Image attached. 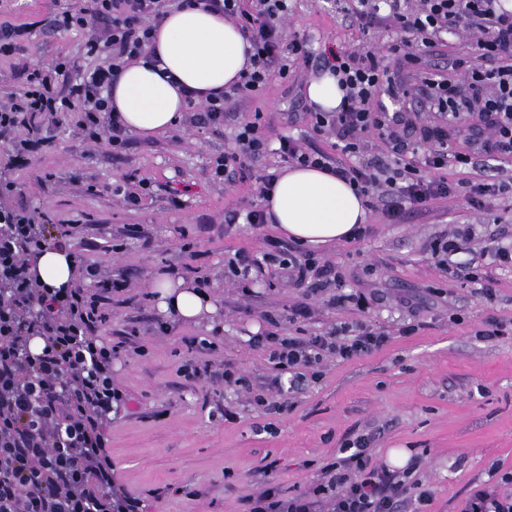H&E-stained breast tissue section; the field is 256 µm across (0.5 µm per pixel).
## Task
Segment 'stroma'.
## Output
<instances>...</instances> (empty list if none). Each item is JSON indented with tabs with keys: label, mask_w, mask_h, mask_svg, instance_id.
Returning <instances> with one entry per match:
<instances>
[{
	"label": "stroma",
	"mask_w": 512,
	"mask_h": 512,
	"mask_svg": "<svg viewBox=\"0 0 512 512\" xmlns=\"http://www.w3.org/2000/svg\"><path fill=\"white\" fill-rule=\"evenodd\" d=\"M72 2L0 0V22L32 30L23 55L0 60V91L20 89L21 67L77 54L83 32L49 35L41 25ZM288 29L305 34L315 53L371 43L389 71L402 69L400 57L387 50L391 32L360 30L335 0H291ZM312 77L305 65L291 67L287 78L273 79L263 97L240 102L237 110L263 112L270 147L293 136L354 164L304 115ZM293 112L300 120L289 121ZM233 135L230 124L220 134L180 126L151 138L130 136L119 152L106 145L88 152L68 119L49 149L25 161L0 141V181L12 185L0 194V208L81 221L75 252L129 282L114 295L103 330L107 341L123 345L113 377L127 404L113 414L108 442L115 490L135 499L138 512H245L246 498L265 488L288 496L313 486L338 448L363 434L371 439L373 462H387L397 448L416 457L415 476L434 494L431 512H461L474 490L493 485L491 468L512 471V266L482 268L496 289L489 302L475 284L443 273L434 251L450 230L468 227L476 247L512 244V197H488L477 210L458 193L397 223L369 212L365 237L315 251L342 272L344 292L372 295L369 309L337 308L321 294L312 300L311 319L290 324L288 307L299 291L279 285L264 256L288 251L292 240L272 224L260 230L224 224L225 211L254 201L251 177L226 184L211 177L212 157ZM480 163L477 170L426 167L422 174L452 183L512 179V158ZM130 176L148 186L136 209L113 194ZM132 224L141 237L126 236ZM238 251L259 261L246 292L224 274L225 260ZM165 269L205 281L219 305L221 332L159 313L150 284ZM267 312L284 318L290 337L359 322L384 332L388 342L346 360L326 359L289 407L269 415L253 401L274 392L282 377L254 342ZM491 317L504 335L480 337ZM407 324L414 333L400 335ZM227 366L248 379L249 389L221 380ZM192 367L202 377L186 378Z\"/></svg>",
	"instance_id": "1"
}]
</instances>
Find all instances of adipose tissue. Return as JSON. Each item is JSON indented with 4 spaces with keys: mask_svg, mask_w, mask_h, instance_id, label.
<instances>
[{
    "mask_svg": "<svg viewBox=\"0 0 512 512\" xmlns=\"http://www.w3.org/2000/svg\"><path fill=\"white\" fill-rule=\"evenodd\" d=\"M248 42L231 21L200 7L172 11L157 33V50L174 82H167L145 61L127 66L112 89V102L127 133L151 137L180 125L187 109L179 86L219 93L248 66ZM264 208L287 238L306 247L352 239L367 210L361 196L340 176L318 168L280 169ZM40 282L62 288L74 279L67 252L51 249L31 261ZM160 313L199 324L218 313L214 297L189 279L164 273L152 284Z\"/></svg>",
    "mask_w": 512,
    "mask_h": 512,
    "instance_id": "1",
    "label": "adipose tissue"
}]
</instances>
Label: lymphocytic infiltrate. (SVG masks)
Listing matches in <instances>:
<instances>
[{
	"mask_svg": "<svg viewBox=\"0 0 512 512\" xmlns=\"http://www.w3.org/2000/svg\"><path fill=\"white\" fill-rule=\"evenodd\" d=\"M193 4L240 26L251 45V67L230 90L204 102L186 91V124L223 127L238 98L261 96L273 78H287L292 62L330 71L345 91L343 105L336 112L310 109L312 127L357 157V165L339 173L389 222L456 194L448 181L426 180L423 168L512 156V11L501 0H343V13L361 30H392L390 51L410 65L419 61L420 47H436L458 22L467 24L469 57L455 58L448 74L421 72L409 81L390 75L370 44L313 54L305 38L287 32L288 0H87L85 7L54 12L45 27L51 34L85 32L83 56L92 66L59 55L26 70L20 92L0 95V135H10L16 156L50 146L51 131L68 112L77 113L88 148H125L127 134L107 95L127 64L157 63L159 25L172 7ZM382 94L414 101V114L387 112ZM263 119L256 111L237 125L233 147L213 160L215 179L233 180L268 154ZM459 124L469 131L462 151L451 140ZM376 139L387 142L390 160L367 158ZM78 231L75 221L39 224L22 209L0 213V512H135V502L114 490L105 451L121 396L112 377L117 349L98 335L112 293L127 281L101 277L97 267L82 263L69 288L52 290L29 268L36 254L71 249ZM271 263L289 287H306L311 296L331 287L332 305L365 304L362 296L341 292L340 275L309 254L275 256ZM266 321L269 329L256 342L278 370L291 373L295 386L326 357L376 351L387 341L363 325L297 340L278 333L276 317ZM34 336L44 342L38 354L29 350ZM369 443L358 437L352 453L327 465L309 491L286 499L259 492L250 512H424L431 492L407 472L372 464Z\"/></svg>",
	"mask_w": 512,
	"mask_h": 512,
	"instance_id": "1",
	"label": "lymphocytic infiltrate"
}]
</instances>
